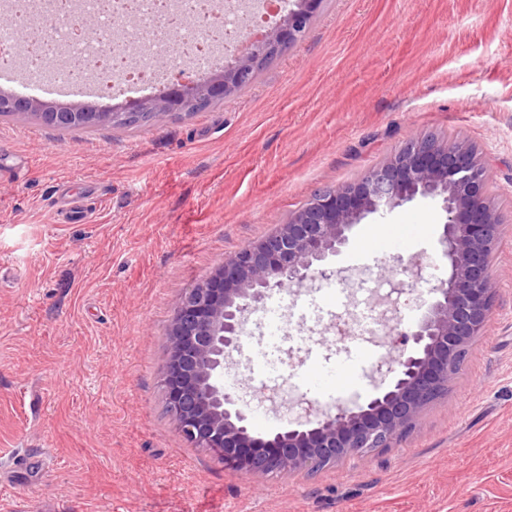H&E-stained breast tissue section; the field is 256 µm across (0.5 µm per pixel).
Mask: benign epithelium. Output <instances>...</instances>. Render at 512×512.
Listing matches in <instances>:
<instances>
[{
    "label": "benign epithelium",
    "mask_w": 512,
    "mask_h": 512,
    "mask_svg": "<svg viewBox=\"0 0 512 512\" xmlns=\"http://www.w3.org/2000/svg\"><path fill=\"white\" fill-rule=\"evenodd\" d=\"M322 0H287L267 35L234 63L224 64L200 86L177 76L158 101L130 103L129 112H151L160 121L204 101L227 98L267 55L302 42ZM0 109L37 112L65 123L77 115L105 124L110 112L74 106L56 111L33 99L0 94ZM394 156L342 187L318 192L306 210L224 262L178 302L168 327L169 352L162 376L166 408L194 448L219 452L224 468L264 476L312 473L316 468L372 448H388L405 436L424 410L448 391L471 342L487 326L496 284L490 255L509 221L488 197L487 170L476 148L414 138ZM440 197L446 212L441 245L450 264L440 298L414 330L404 333L409 352L373 368L389 384L363 403L322 410L308 406L296 426L265 438L253 435L246 417L224 390V363L245 333V312L284 284L303 287L327 276V260L347 244L349 229L368 214L395 208L416 196Z\"/></svg>",
    "instance_id": "7a95c632"
}]
</instances>
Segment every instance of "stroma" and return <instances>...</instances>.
<instances>
[{
  "mask_svg": "<svg viewBox=\"0 0 512 512\" xmlns=\"http://www.w3.org/2000/svg\"><path fill=\"white\" fill-rule=\"evenodd\" d=\"M476 145L512 217V0H324L303 41L245 91L135 130L61 131L0 115V512H512V229L498 293L445 395L388 448L307 475L226 470L166 412L168 325L217 264L287 223L316 192L347 185L415 137ZM87 196V221L58 212ZM439 200L418 197L353 226L330 268L392 278L431 306L449 264ZM426 232L360 258L378 223ZM423 258L420 280L405 267ZM321 282L279 288L275 324L248 316L229 373L258 436L287 425L246 394L258 349L270 378L302 389L357 364L337 342Z\"/></svg>",
  "mask_w": 512,
  "mask_h": 512,
  "instance_id": "1",
  "label": "stroma"
}]
</instances>
